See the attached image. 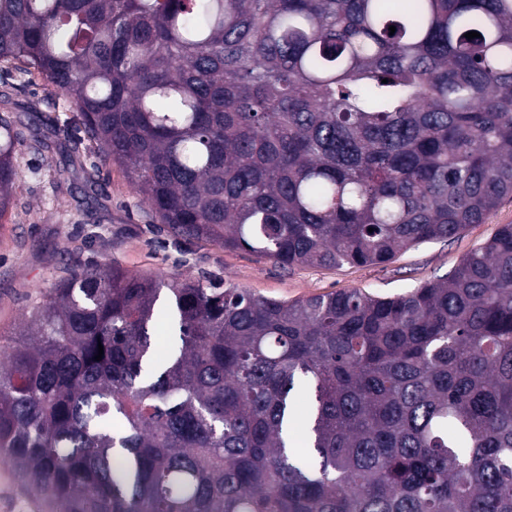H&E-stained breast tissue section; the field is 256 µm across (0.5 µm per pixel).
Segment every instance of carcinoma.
<instances>
[{"instance_id": "cac0c4a2", "label": "carcinoma", "mask_w": 512, "mask_h": 512, "mask_svg": "<svg viewBox=\"0 0 512 512\" xmlns=\"http://www.w3.org/2000/svg\"><path fill=\"white\" fill-rule=\"evenodd\" d=\"M2 64L174 235L283 266L512 198V0H0ZM20 136L1 114L0 218ZM0 463L48 512H512V224L392 297L73 269L0 344Z\"/></svg>"}]
</instances>
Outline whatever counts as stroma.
<instances>
[{"label": "stroma", "mask_w": 512, "mask_h": 512, "mask_svg": "<svg viewBox=\"0 0 512 512\" xmlns=\"http://www.w3.org/2000/svg\"><path fill=\"white\" fill-rule=\"evenodd\" d=\"M9 109L26 127L16 146L22 170L14 209L0 218V336L18 332L24 314L68 271L89 261L134 274H178L295 301L358 289L393 296L448 274L501 225L512 224V199L449 241L407 249L375 265L286 268L245 249L174 236L95 149L73 158L64 130L67 100L45 81L14 83ZM41 169L32 177L29 166Z\"/></svg>", "instance_id": "obj_1"}]
</instances>
